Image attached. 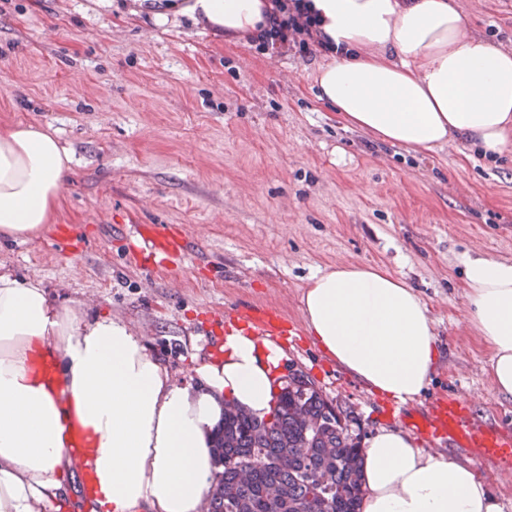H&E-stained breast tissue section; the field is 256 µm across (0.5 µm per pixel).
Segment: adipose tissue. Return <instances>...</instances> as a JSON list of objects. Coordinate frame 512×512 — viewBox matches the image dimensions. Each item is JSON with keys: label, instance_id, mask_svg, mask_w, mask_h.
Listing matches in <instances>:
<instances>
[{"label": "adipose tissue", "instance_id": "adipose-tissue-1", "mask_svg": "<svg viewBox=\"0 0 512 512\" xmlns=\"http://www.w3.org/2000/svg\"><path fill=\"white\" fill-rule=\"evenodd\" d=\"M331 50L320 100L354 129L410 151L512 152V49L475 34L452 0H309ZM275 0H131L129 12L185 17L228 42L266 24ZM51 127L0 128V237L42 233L73 168ZM467 321L489 374L512 400V260H464ZM307 328L356 379L416 401L439 357L419 294L384 269L339 264L301 294ZM222 358L174 381L122 320L52 304L41 280L0 272V512H40L70 496L74 433L94 456L99 512H204L226 403L270 415L283 349L234 332ZM361 512H501L465 459L423 453L401 431L369 437Z\"/></svg>", "mask_w": 512, "mask_h": 512}]
</instances>
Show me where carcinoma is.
Returning <instances> with one entry per match:
<instances>
[{
	"mask_svg": "<svg viewBox=\"0 0 512 512\" xmlns=\"http://www.w3.org/2000/svg\"><path fill=\"white\" fill-rule=\"evenodd\" d=\"M315 388L281 389L270 417L244 412L224 420V493L209 496V512H360L362 448ZM302 407L319 424L307 434L296 419Z\"/></svg>",
	"mask_w": 512,
	"mask_h": 512,
	"instance_id": "carcinoma-1",
	"label": "carcinoma"
}]
</instances>
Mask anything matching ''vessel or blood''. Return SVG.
<instances>
[{"instance_id": "obj_1", "label": "vessel or blood", "mask_w": 512, "mask_h": 512, "mask_svg": "<svg viewBox=\"0 0 512 512\" xmlns=\"http://www.w3.org/2000/svg\"><path fill=\"white\" fill-rule=\"evenodd\" d=\"M191 252L189 240L170 234L165 225L141 224L135 229L132 256L141 265H151L160 254H174L186 259ZM226 313L237 317L244 335L271 338L281 333L283 318L275 310L231 306ZM400 415L405 425L425 444L439 442L452 448H463L481 463L512 468V437L491 425L475 421L464 400L456 397L440 399L421 413L414 415L404 409Z\"/></svg>"}]
</instances>
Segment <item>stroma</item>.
<instances>
[{"label":"stroma","instance_id":"35a3bbf8","mask_svg":"<svg viewBox=\"0 0 512 512\" xmlns=\"http://www.w3.org/2000/svg\"><path fill=\"white\" fill-rule=\"evenodd\" d=\"M455 2L481 36L512 47V0ZM122 3L0 0V128L52 126L74 157L55 223L1 240L0 270L131 325L178 382L223 343L226 305L278 309L285 373L346 408L364 441L401 429L395 402L321 350L300 296L338 263L378 265L416 288L435 322L440 356L416 407L458 396L512 435V400L493 391L490 351L466 326L463 265L512 260V157L375 141L318 99L319 53L272 58ZM138 224L169 225L203 258L137 265Z\"/></svg>","mask_w":512,"mask_h":512}]
</instances>
